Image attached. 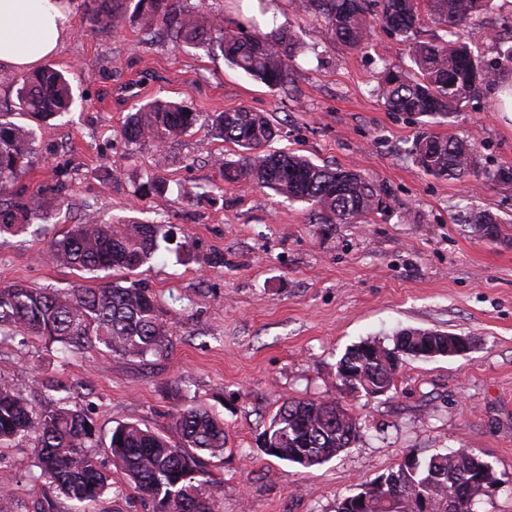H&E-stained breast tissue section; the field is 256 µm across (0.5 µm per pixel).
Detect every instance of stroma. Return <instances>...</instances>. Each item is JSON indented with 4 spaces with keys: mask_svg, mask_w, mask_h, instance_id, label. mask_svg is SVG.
Wrapping results in <instances>:
<instances>
[{
    "mask_svg": "<svg viewBox=\"0 0 512 512\" xmlns=\"http://www.w3.org/2000/svg\"><path fill=\"white\" fill-rule=\"evenodd\" d=\"M251 28L295 33L301 51L288 92L270 90L227 66L222 55L146 39L130 20L74 33L48 63L65 70L75 102L68 114L27 118L37 134L24 181L53 186L69 171L65 203L50 223L0 233V286L99 288L118 281L152 293L172 324L167 357L142 363L95 352L61 358L37 339L0 343V373L23 396L50 408L45 375L74 384L101 443L124 423L165 434L171 385L187 404L224 420L223 455L207 458L218 512H335L338 498L394 468L412 452L427 458L466 450L502 474L477 512H512V120L493 87L465 99L447 123L389 111L378 95L385 66L407 60L411 43L443 36L427 24L403 38L376 28L365 49L339 43L325 21L289 0H187ZM512 21V0L468 20L462 39L481 61L498 58L494 34ZM161 97L196 112L241 106L280 128L277 150L355 169L386 191L367 222L326 228L310 207L267 188L222 181L211 160H237V146L196 128L166 148H127L121 130L132 105ZM424 132L476 143V167L460 180L422 172L411 152ZM120 169L118 178L110 170ZM153 175L166 192L138 194ZM106 222L134 216L168 228L156 258L134 272L85 273L59 266L52 243L84 211ZM500 221L478 232L475 215ZM400 329L463 335L457 356L405 359L387 394L343 393L336 365L364 340L391 344ZM290 398L341 401L362 436L331 460L298 468L265 455L259 436ZM33 445L0 447V512H31ZM111 489L94 512H151L111 458Z\"/></svg>",
    "mask_w": 512,
    "mask_h": 512,
    "instance_id": "1",
    "label": "stroma"
}]
</instances>
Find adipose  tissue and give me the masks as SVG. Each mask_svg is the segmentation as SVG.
Returning <instances> with one entry per match:
<instances>
[{
    "label": "adipose tissue",
    "mask_w": 512,
    "mask_h": 512,
    "mask_svg": "<svg viewBox=\"0 0 512 512\" xmlns=\"http://www.w3.org/2000/svg\"><path fill=\"white\" fill-rule=\"evenodd\" d=\"M78 0H0V70L38 68L72 30Z\"/></svg>",
    "instance_id": "ef3b65f1"
}]
</instances>
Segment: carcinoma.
Here are the masks:
<instances>
[{
	"mask_svg": "<svg viewBox=\"0 0 512 512\" xmlns=\"http://www.w3.org/2000/svg\"><path fill=\"white\" fill-rule=\"evenodd\" d=\"M184 0H90L89 23L115 27L132 15L147 35L165 32L176 45L218 49L232 67L284 90L291 62L299 51L294 34L278 27L244 31L224 18L189 11ZM490 0H297L295 7L319 14L337 39L349 47L365 48L374 22L409 38L417 26L434 23L445 39L415 42L410 59L416 74L401 66L386 68L379 87L392 112L434 119L450 117L463 99L494 83L499 71L512 63V45L500 49L499 61L486 66L461 41L462 26L489 10ZM19 109L44 119L62 116L74 101L65 75L48 67L16 80ZM239 148L240 157L213 160L224 179L270 188L285 198L311 206L312 224H353L380 210L385 191L362 172L319 165L294 152L272 151L278 129L261 112L246 107L205 115L163 98L141 101L127 117L122 136L130 147H163L196 126ZM34 131L0 113V232H19L39 220L44 223L64 204L68 173L57 171V184L29 190L20 179L31 169ZM426 173L462 179L475 164V145L455 136L423 133L412 149ZM164 225L135 217L99 222L92 213L55 241L57 264L76 271H134L158 249ZM393 347L365 341L346 351L337 366L340 387L353 391L363 385L389 392L403 358L422 356V345L400 341ZM17 336L57 343L64 355L91 350L121 359L162 356L170 344V329L154 297L118 281L102 288H33L15 282L0 287V343ZM40 383L63 392L59 405L39 409L0 374V446L23 439L34 441L39 486H49L74 503L73 512H91L111 488L95 451L96 427L77 402L78 391L62 379L46 375ZM169 439L134 423L117 425L107 452L126 483L152 505V512H216L207 494L204 455L224 453V421L208 411L185 404L178 386L171 390ZM358 418L338 400L290 399L272 417L259 437L261 451L303 468L320 465L349 447L359 436ZM501 481L478 456L457 450L421 459L410 452L386 474L360 491L341 497L336 512H471L470 500L453 498L457 485Z\"/></svg>",
	"mask_w": 512,
	"mask_h": 512,
	"instance_id": "1",
	"label": "carcinoma"
}]
</instances>
